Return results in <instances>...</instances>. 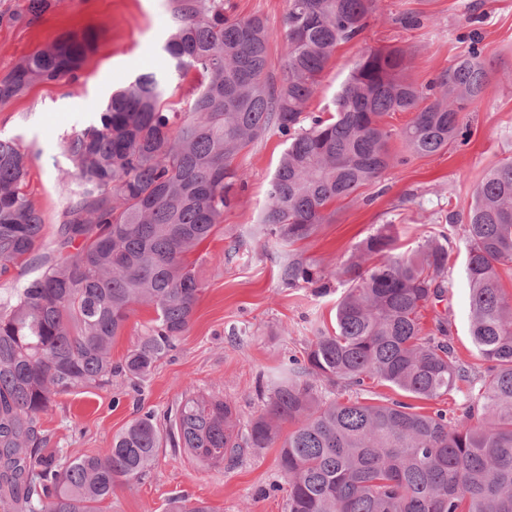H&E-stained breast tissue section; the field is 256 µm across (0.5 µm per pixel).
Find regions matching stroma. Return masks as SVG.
Wrapping results in <instances>:
<instances>
[{"mask_svg": "<svg viewBox=\"0 0 512 512\" xmlns=\"http://www.w3.org/2000/svg\"><path fill=\"white\" fill-rule=\"evenodd\" d=\"M27 7L28 0H0V75L63 33L97 36V48L77 79L36 84L0 105V137L16 139L29 154L26 193L44 216L50 253L68 193L76 187L63 141L97 118L112 91L139 75L171 70L163 44L173 25V0H51L32 24ZM231 12L261 17L280 33L288 0H231ZM410 13L420 16V25L402 24ZM473 32L492 69L483 96L462 115L457 142L439 155L409 157L378 182L337 201L329 220L294 247L268 239L259 224L282 138L267 132L242 152L236 163L246 186L239 202L192 255L205 290L190 328L139 388L116 378L108 388L58 397L41 418L47 450L75 457L110 447L113 436L144 412L168 419L190 391L231 399L244 420L264 411L267 398L259 383L289 358H303L313 326L334 327L342 292L336 284L322 295L310 287L285 286L278 270L289 252L332 269L383 224L402 229L404 249L416 248L418 226L446 227L449 211L468 209L483 174L512 159V0H377L364 38L342 45L323 74L309 105L317 115L332 111L367 47L408 50L414 57L410 77L423 84L467 51ZM449 250L445 299L424 310L422 323L429 329L436 315L447 316L456 353L473 364L477 354L469 336L467 245L461 231L452 233ZM286 488L276 449L250 450L223 466L203 467L166 442L155 467L138 482L115 488L103 512H164L177 496L204 500L215 512H288Z\"/></svg>", "mask_w": 512, "mask_h": 512, "instance_id": "35a3bbf8", "label": "stroma"}]
</instances>
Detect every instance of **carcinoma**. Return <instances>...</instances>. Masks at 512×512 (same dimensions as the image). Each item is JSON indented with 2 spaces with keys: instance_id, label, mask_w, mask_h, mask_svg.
Wrapping results in <instances>:
<instances>
[{
  "instance_id": "1",
  "label": "carcinoma",
  "mask_w": 512,
  "mask_h": 512,
  "mask_svg": "<svg viewBox=\"0 0 512 512\" xmlns=\"http://www.w3.org/2000/svg\"><path fill=\"white\" fill-rule=\"evenodd\" d=\"M376 0H289L281 72L272 74V30L260 17L236 18L226 0H174L163 51L175 71L194 70L198 87L182 112L165 80L141 74L105 101L96 123L68 138L63 155L82 190L56 231L52 260L42 252L44 219L24 191L29 157L0 138V274L18 265L41 272L0 299V506L6 512H101L119 485L154 464L163 436L198 464L219 467L249 449L279 448L288 512H512V160L488 170L464 214L470 336L481 361L457 358L448 319L424 331L422 311L446 294L448 247L421 225L424 243L398 252L382 225L348 262L326 272L297 253L280 269L290 288L334 279L344 287L336 328L316 330L303 361L266 383L265 412L240 428L234 402L188 393L168 431L150 412L79 457L45 452L40 416L59 396L131 383L176 348L204 284L188 255L234 206L235 165L274 131L287 147L267 184L261 217L268 237L290 246L328 220L329 208L406 156L440 154L455 142L461 113L484 93L481 51L467 53L425 85L409 76L413 55L365 51L328 116H307L323 72L343 43L360 39ZM95 46L69 34L0 77V104L37 83L74 79ZM411 114L394 129L385 121ZM399 140L402 154L392 150ZM137 306L155 318L124 361L112 342ZM379 382L422 401L452 390L456 417L393 399L363 396ZM362 398L342 402L339 393ZM292 430L282 432V424ZM167 512H212L174 497Z\"/></svg>"
}]
</instances>
